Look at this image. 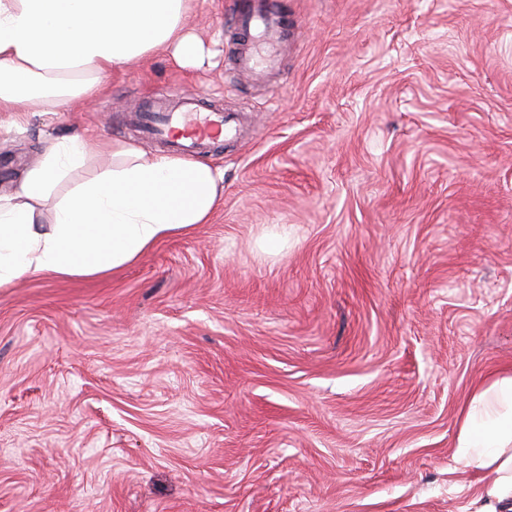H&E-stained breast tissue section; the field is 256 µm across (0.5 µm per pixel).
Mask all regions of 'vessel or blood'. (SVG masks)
<instances>
[{
	"label": "vessel or blood",
	"instance_id": "vessel-or-blood-1",
	"mask_svg": "<svg viewBox=\"0 0 512 512\" xmlns=\"http://www.w3.org/2000/svg\"><path fill=\"white\" fill-rule=\"evenodd\" d=\"M234 27L239 71L257 75L274 69L286 33L278 0H239ZM137 122L147 137L167 140L170 149L178 152L197 151L213 135L220 133L229 140L237 132L229 114L203 107L192 94L183 95L175 109L165 98L151 101Z\"/></svg>",
	"mask_w": 512,
	"mask_h": 512
}]
</instances>
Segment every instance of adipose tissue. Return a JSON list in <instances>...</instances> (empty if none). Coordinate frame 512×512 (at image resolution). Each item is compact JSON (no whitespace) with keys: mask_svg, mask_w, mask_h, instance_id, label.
Segmentation results:
<instances>
[{"mask_svg":"<svg viewBox=\"0 0 512 512\" xmlns=\"http://www.w3.org/2000/svg\"><path fill=\"white\" fill-rule=\"evenodd\" d=\"M189 3L0 0V114L78 110L106 76L158 54L193 64L203 44ZM86 167L92 176L71 182ZM223 200L224 173L207 161L79 135L48 142L0 192V288L106 273L209 223ZM456 455L479 475L477 512H512V374L474 392Z\"/></svg>","mask_w":512,"mask_h":512,"instance_id":"adipose-tissue-1","label":"adipose tissue"}]
</instances>
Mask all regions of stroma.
Listing matches in <instances>:
<instances>
[{
	"label": "stroma",
	"instance_id": "1",
	"mask_svg": "<svg viewBox=\"0 0 512 512\" xmlns=\"http://www.w3.org/2000/svg\"><path fill=\"white\" fill-rule=\"evenodd\" d=\"M265 78L159 55L78 112L0 127L129 141L190 91L242 127L209 223L101 276L0 288V512H474L473 392L512 373V0H284Z\"/></svg>",
	"mask_w": 512,
	"mask_h": 512
}]
</instances>
